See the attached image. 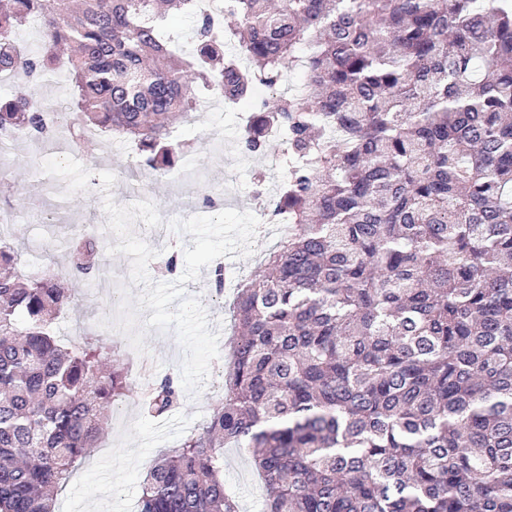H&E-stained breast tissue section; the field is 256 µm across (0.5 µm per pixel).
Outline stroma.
<instances>
[{
    "mask_svg": "<svg viewBox=\"0 0 512 512\" xmlns=\"http://www.w3.org/2000/svg\"><path fill=\"white\" fill-rule=\"evenodd\" d=\"M243 121L227 108L223 99L195 112L178 130L180 139L194 143V151L176 174L157 179L147 173L139 178L147 199L153 202L163 220L158 228L136 222L134 232L161 257H168L172 243L191 244L192 238L171 232L168 221L196 215L213 216L224 209L256 212L254 176L266 173V199H273L284 178L285 169L278 158V144H270L265 155L241 151L239 141ZM135 154L132 144L110 137H98L92 143L74 147L64 140H53L36 150L20 144L0 158V208L25 199L29 208L25 223L14 225L11 242L22 246L43 238L37 222L39 208L61 206L65 223L94 224L105 227V196L115 204L128 206L134 199L128 193L131 172L129 162ZM38 165L43 175H27L28 164ZM115 174L111 191H103L100 172ZM262 240L256 241L251 255L224 261L225 288L216 294L211 285V270L204 267L197 280L186 283V293L198 298L210 320L211 329L220 333L219 353L227 355L234 327L230 313L235 285L249 278L265 260L268 250L281 240L283 227L261 224ZM74 308L58 323V333L67 339L79 338L82 329H99L102 320L112 318V304L101 289L76 286ZM145 343L148 351L134 357L130 373L131 388L122 402L108 412V433L80 466L56 499L57 512H134L142 481L158 451L177 447L199 432L212 412L215 395L224 383L218 369H211L209 380L197 398L182 397L179 405L161 418L141 414L137 402L154 381L164 376H179L182 348L174 331L149 329ZM224 484L240 505L241 512H263L265 503L261 479L250 465L249 456L238 449L224 451Z\"/></svg>",
    "mask_w": 512,
    "mask_h": 512,
    "instance_id": "obj_1",
    "label": "stroma"
}]
</instances>
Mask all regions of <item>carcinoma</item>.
I'll return each instance as SVG.
<instances>
[{"label":"carcinoma","mask_w":512,"mask_h":512,"mask_svg":"<svg viewBox=\"0 0 512 512\" xmlns=\"http://www.w3.org/2000/svg\"><path fill=\"white\" fill-rule=\"evenodd\" d=\"M196 18L192 50L161 8ZM0 0V74L42 82L67 46L84 132L135 144L129 168L169 176L198 89L272 91L241 137L286 175L279 248L236 288L224 389L202 431L149 468L137 512H239L224 447L252 455L266 512H512V0ZM43 21L35 55L19 39ZM237 42L249 62L224 59ZM305 80L279 93L284 72ZM31 90L0 98V137L51 140ZM68 264L18 272L0 238V512L53 497L126 396L128 355L88 331L61 343L65 286H95L100 238L66 225ZM180 398L157 381L145 412Z\"/></svg>","instance_id":"1"}]
</instances>
